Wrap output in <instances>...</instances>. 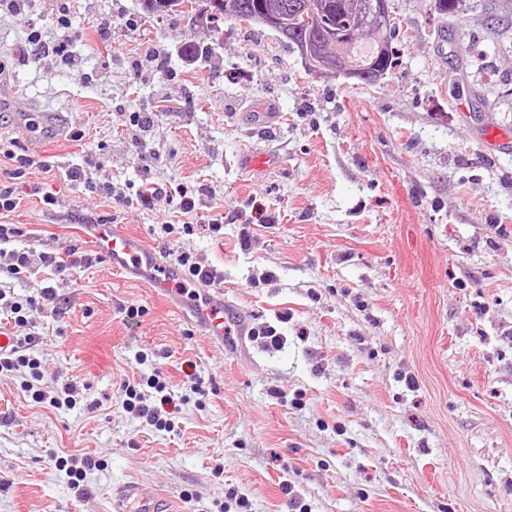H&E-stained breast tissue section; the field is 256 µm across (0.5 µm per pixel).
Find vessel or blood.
I'll use <instances>...</instances> for the list:
<instances>
[{
	"label": "vessel or blood",
	"instance_id": "obj_1",
	"mask_svg": "<svg viewBox=\"0 0 512 512\" xmlns=\"http://www.w3.org/2000/svg\"><path fill=\"white\" fill-rule=\"evenodd\" d=\"M58 115L54 112H26L21 116L24 129L47 132L53 128ZM101 251L111 255L113 263H125L127 256L133 255L135 240L128 234L118 231L104 235L99 243ZM185 319L195 324L199 331L216 343H223L228 326H235L239 338L251 335L250 313L237 305L225 302L222 290L202 283L199 295L191 309L185 312ZM115 512H166L160 501L143 498L136 485L124 488Z\"/></svg>",
	"mask_w": 512,
	"mask_h": 512
}]
</instances>
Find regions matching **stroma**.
<instances>
[{"label": "stroma", "instance_id": "35a3bbf8", "mask_svg": "<svg viewBox=\"0 0 512 512\" xmlns=\"http://www.w3.org/2000/svg\"><path fill=\"white\" fill-rule=\"evenodd\" d=\"M389 4L399 64L373 85L308 73L273 32L152 18L139 0L0 10V142L52 165L16 180L0 156V183L21 196L0 220L20 225L11 247L34 265L0 270V323L53 288L12 332L32 337L46 396L66 382L83 394L59 412L26 396L22 372H0V512H113L130 482L169 512H512V150L483 139L512 134V43L491 31L512 27V0ZM32 30L76 38L34 60ZM187 43L204 50L192 66ZM34 105L70 115L44 145L16 123ZM143 112L147 132L130 122ZM269 150L277 167H241ZM75 167L122 203L90 196ZM99 217L160 255L192 252L280 343L252 337L244 356L213 343L158 293L162 270L101 256L84 225ZM164 221L195 230L167 235ZM72 247L85 263L41 265ZM155 369L170 432L118 400ZM64 454L95 460L82 490L56 472Z\"/></svg>", "mask_w": 512, "mask_h": 512}]
</instances>
